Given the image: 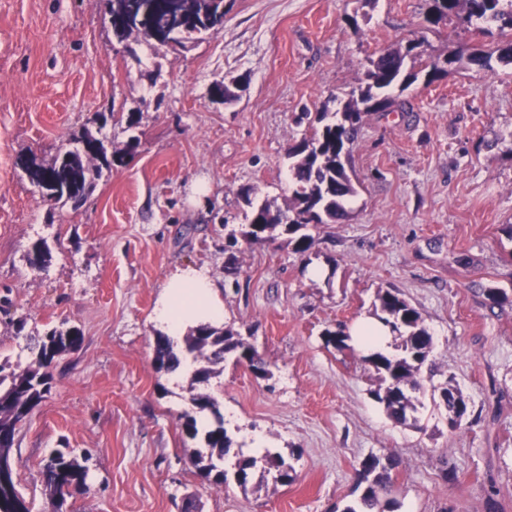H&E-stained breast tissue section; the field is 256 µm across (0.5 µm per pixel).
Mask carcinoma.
Listing matches in <instances>:
<instances>
[{
	"label": "carcinoma",
	"mask_w": 512,
	"mask_h": 512,
	"mask_svg": "<svg viewBox=\"0 0 512 512\" xmlns=\"http://www.w3.org/2000/svg\"><path fill=\"white\" fill-rule=\"evenodd\" d=\"M425 21L437 25L444 20L456 19L459 24L476 29L495 24L500 31H508L509 38L497 46L500 57L512 60V0H428ZM107 13L114 39L123 43L132 37L143 36L161 44L172 40L183 45L200 35L219 31L226 14L224 0H108ZM421 42L411 39L406 47L392 48L377 59L368 60V67L359 79L358 92L341 103L332 114L321 113L318 124L308 125L310 135L303 137L289 150L292 159L290 171L296 186L286 209H272L267 202L253 204L252 188L241 189L251 206L247 228L228 234L229 243L238 239L252 245L272 237L279 227L295 234L312 225L336 222L346 214L345 204L354 196L355 188L347 175L343 161L346 146L357 138L363 117L371 112H408V101L391 94L394 89L404 91L424 76L431 83L446 73V65L460 60L453 54L424 55ZM413 65L406 67V58ZM82 148L67 151L50 164L38 163L29 179L46 191L50 201L82 205L93 188L94 177L102 168H111L116 157H108L102 141L83 137ZM382 321L398 335L399 353L388 356L371 352L364 357L376 382L374 398L384 405L388 415L398 423L408 420L416 410L412 393L420 389L417 374L428 360L432 336L424 327L419 312L398 293L386 289L377 294ZM80 336L75 331H48L37 343L35 362L26 369L4 374L0 364V512H30L26 501L16 491L15 467L12 448L16 432L31 410L38 406L52 387L50 372L54 359L77 349ZM184 352L199 363L194 380L206 383L215 374L214 366L231 354L239 361L248 362L252 372L264 378L269 374L266 364L255 348L241 334L230 328L202 326L190 331L184 339ZM155 360L159 367L173 370L180 362L171 340L159 335L155 342ZM439 399L448 411L451 427L461 425L469 414V403L456 389L439 388ZM184 433L195 439L203 436L208 452L198 451L192 463L199 475L217 488L230 489L231 485L245 490L258 460L268 465L267 472L277 483L292 481L294 468L285 459L269 452L261 457L235 455L230 467L222 468L218 462L228 454L231 438L222 418L214 427L200 429L195 416H183ZM52 471L45 474V492L56 510H61L69 489L81 486L85 469L77 459L58 451L52 456ZM389 466L376 456L361 463L359 479L367 483L358 503L346 507L344 512H377L381 497L390 486Z\"/></svg>",
	"instance_id": "carcinoma-1"
}]
</instances>
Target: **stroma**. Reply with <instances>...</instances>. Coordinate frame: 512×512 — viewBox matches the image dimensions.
<instances>
[{"label":"stroma","instance_id":"stroma-1","mask_svg":"<svg viewBox=\"0 0 512 512\" xmlns=\"http://www.w3.org/2000/svg\"><path fill=\"white\" fill-rule=\"evenodd\" d=\"M225 3L221 31L175 51L113 41L103 0H0V363L27 367L50 329L81 336L15 437L19 492L52 512L44 471L59 449L87 469L63 512H342L376 456L394 463V512H485L490 497L512 512V64L453 63L403 91L411 111L366 115L347 217L311 229L303 253L280 229L242 248L234 285L224 242L249 222L240 190L284 207L295 115L336 111L367 59L409 34L445 54L449 26L425 22L426 0ZM233 79L236 100L212 97ZM87 135L111 152L138 143L79 208L55 205L19 160L52 162ZM190 266L270 371L229 356L211 379L231 448L282 455L291 483L258 468L225 492L191 462L204 442L181 429L190 379L158 367L153 320L166 278ZM382 289L432 336L413 424L391 420L367 366L326 340L370 317ZM447 383L469 403L455 429L432 398Z\"/></svg>","mask_w":512,"mask_h":512}]
</instances>
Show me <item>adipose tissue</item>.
<instances>
[{"mask_svg": "<svg viewBox=\"0 0 512 512\" xmlns=\"http://www.w3.org/2000/svg\"><path fill=\"white\" fill-rule=\"evenodd\" d=\"M224 319L218 286L205 269L185 268L168 278L155 309L154 321L166 336L176 339L202 323Z\"/></svg>", "mask_w": 512, "mask_h": 512, "instance_id": "adipose-tissue-1", "label": "adipose tissue"}]
</instances>
